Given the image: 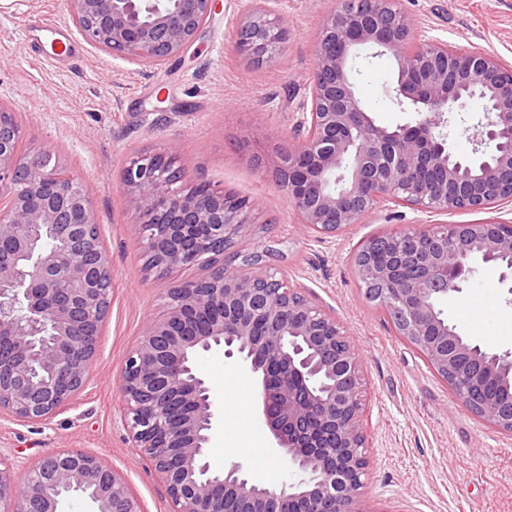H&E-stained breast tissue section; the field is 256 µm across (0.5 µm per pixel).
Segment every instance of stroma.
<instances>
[{"mask_svg":"<svg viewBox=\"0 0 512 512\" xmlns=\"http://www.w3.org/2000/svg\"><path fill=\"white\" fill-rule=\"evenodd\" d=\"M253 0H221L182 57L138 64L101 51L79 33L66 0H0V103L23 127L22 151L47 146L82 180L112 266V304L85 385L73 404L41 422L0 413V461L15 483L43 457L91 454L124 476L142 512H170L165 487L128 440L119 378L146 322L163 311L166 289L203 277L204 269L147 273L137 243L138 215L120 186L140 151L180 150L181 185L206 182L248 199L253 224L233 247L237 259L261 256V269L283 277L335 316L363 367L368 475L361 512H512V435L471 413L423 356L397 336L389 316L366 301L354 255L365 240L428 224L512 222V204L487 212L433 213L382 207L333 236L306 232L276 185L256 166L266 141L295 145L300 104L309 93L314 48L335 0H266L285 23L282 43L257 64L237 52V31ZM422 42L478 49L512 63V0H399ZM53 20L72 36V58L38 59L47 47L34 28ZM395 64L360 52L352 63L358 94L378 124L412 123L392 97ZM462 336L482 349L512 352V284L478 265L442 305ZM195 366L218 421L210 462L241 464L270 486L289 479L276 462L256 412L258 383L244 363L217 348Z\"/></svg>","mask_w":512,"mask_h":512,"instance_id":"obj_1","label":"stroma"}]
</instances>
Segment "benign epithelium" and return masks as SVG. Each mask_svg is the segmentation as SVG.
Masks as SVG:
<instances>
[{"instance_id": "1", "label": "benign epithelium", "mask_w": 512, "mask_h": 512, "mask_svg": "<svg viewBox=\"0 0 512 512\" xmlns=\"http://www.w3.org/2000/svg\"><path fill=\"white\" fill-rule=\"evenodd\" d=\"M91 44L138 63L182 55L215 0H66ZM283 23L258 3L235 45L264 58ZM379 49L396 64L397 105L414 124H376L350 60ZM484 102L482 148L470 161L449 144L448 114ZM297 145L267 156L275 184L309 233L334 235L381 207L482 212L512 203V66L477 50L418 42L394 0H338L315 46L313 81ZM16 113L0 104V413L44 421L86 380L112 301V267L83 183L47 149L24 152ZM177 148L141 153L121 185L139 215L147 272L203 267L165 294L121 370V420L163 483L173 512H362L366 475L361 361L336 318L266 271H244L229 249L251 224L250 206L209 187L175 189ZM512 271V224H432L367 240L359 282L394 314L413 345L476 416L512 434V404L483 384L512 389V353H488L443 317L472 262ZM238 356L260 385L259 410L279 459L296 478L279 487L241 465L209 461L216 410L195 358L214 347ZM87 497L95 512H142L124 477L80 451L43 458L23 484L0 461V512H58Z\"/></svg>"}]
</instances>
